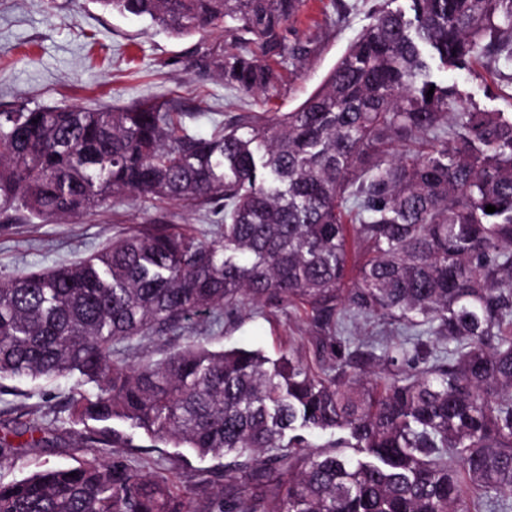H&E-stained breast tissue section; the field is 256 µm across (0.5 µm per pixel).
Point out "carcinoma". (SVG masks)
<instances>
[{
    "mask_svg": "<svg viewBox=\"0 0 512 512\" xmlns=\"http://www.w3.org/2000/svg\"><path fill=\"white\" fill-rule=\"evenodd\" d=\"M95 2L177 38L222 29L253 45L193 52L245 94L307 53L288 46L304 0ZM411 11L375 12L295 109L215 135L169 101L0 111L10 220L128 196L219 220L142 224L74 263L1 276L0 378L74 380L86 445L131 447L120 421L227 459L224 483L188 490L97 455L44 464L0 482V512H512V115L435 77L512 59V0ZM246 303L304 308L314 362L190 336L160 361L126 356L197 316L219 329ZM378 316L390 329L352 332ZM315 431L336 438L316 446Z\"/></svg>",
    "mask_w": 512,
    "mask_h": 512,
    "instance_id": "obj_1",
    "label": "carcinoma"
}]
</instances>
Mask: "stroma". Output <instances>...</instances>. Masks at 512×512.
<instances>
[{"instance_id":"obj_1","label":"stroma","mask_w":512,"mask_h":512,"mask_svg":"<svg viewBox=\"0 0 512 512\" xmlns=\"http://www.w3.org/2000/svg\"><path fill=\"white\" fill-rule=\"evenodd\" d=\"M376 2L307 0L288 41L308 47V55L283 68L267 91L247 95L191 66L195 44L224 40L223 32L174 38L148 18L103 10L95 0H0V109L19 102L32 108H92L122 107L144 98L174 99L192 112L190 128L205 136L213 123H232L243 112H288L299 106L369 23ZM444 77L457 83L467 103L512 114V66L488 60L471 72L451 70ZM161 216L201 230L210 224L194 207L168 203L156 209L138 198L69 223H0V276L75 261ZM244 315L243 321H225L214 332L205 319H195L194 335L216 349H258L273 359L288 342L309 346L311 325L303 310L249 304ZM72 394L69 378L0 379V439L15 448L12 459L0 464V481L22 478L44 462L70 466L88 455V448L78 446L70 421ZM35 415L44 416L48 428L44 444L31 447L15 429ZM131 440V447L103 452V459L127 461L182 489L218 482L224 472L223 460L156 443L139 432Z\"/></svg>"}]
</instances>
